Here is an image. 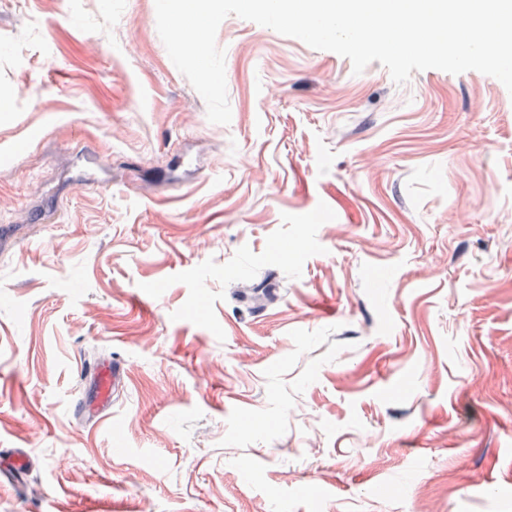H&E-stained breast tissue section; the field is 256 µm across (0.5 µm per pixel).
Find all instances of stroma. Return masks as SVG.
Returning a JSON list of instances; mask_svg holds the SVG:
<instances>
[{
	"instance_id": "1",
	"label": "stroma",
	"mask_w": 512,
	"mask_h": 512,
	"mask_svg": "<svg viewBox=\"0 0 512 512\" xmlns=\"http://www.w3.org/2000/svg\"><path fill=\"white\" fill-rule=\"evenodd\" d=\"M216 41L226 125L155 0H0V512H512V93ZM81 376H90L93 382L95 402L89 413L97 416L106 413L97 418L100 420L112 409V395L124 378L122 364L117 360L112 361V358H104L93 365L88 364L86 368L82 367ZM0 455V483L19 485L24 483L30 466L26 448H5Z\"/></svg>"
}]
</instances>
